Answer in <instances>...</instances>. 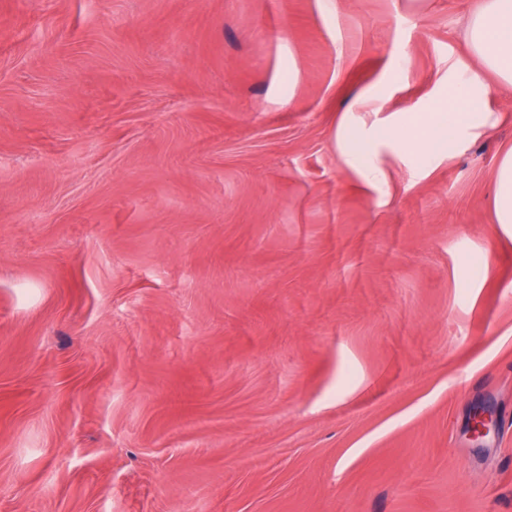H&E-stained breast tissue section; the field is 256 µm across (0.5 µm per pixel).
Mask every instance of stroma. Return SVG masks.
Masks as SVG:
<instances>
[{
	"label": "stroma",
	"mask_w": 512,
	"mask_h": 512,
	"mask_svg": "<svg viewBox=\"0 0 512 512\" xmlns=\"http://www.w3.org/2000/svg\"><path fill=\"white\" fill-rule=\"evenodd\" d=\"M483 6L0 0V512H512ZM473 74L460 150L348 162ZM392 139L390 129L378 130L369 138L365 137L358 130H351L347 135L348 154L351 161L356 165H363L374 152L378 143Z\"/></svg>",
	"instance_id": "1"
}]
</instances>
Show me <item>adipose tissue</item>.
<instances>
[{"label": "adipose tissue", "mask_w": 512, "mask_h": 512, "mask_svg": "<svg viewBox=\"0 0 512 512\" xmlns=\"http://www.w3.org/2000/svg\"><path fill=\"white\" fill-rule=\"evenodd\" d=\"M468 40L485 66L512 85V0H486L468 29ZM487 87L479 77L449 82L425 113L410 112L397 131L382 129L372 136L358 130L347 135L348 154L354 164H364L378 143L399 136L412 154L425 156L435 146L459 149L466 140L487 127L491 115L483 107Z\"/></svg>", "instance_id": "obj_1"}]
</instances>
